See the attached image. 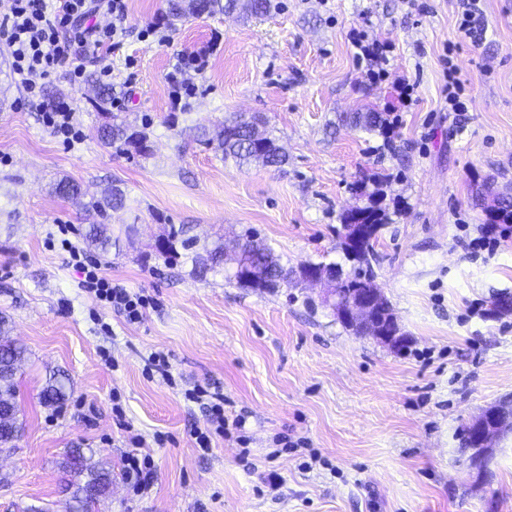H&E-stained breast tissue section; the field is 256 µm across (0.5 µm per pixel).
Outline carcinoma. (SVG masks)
Masks as SVG:
<instances>
[{
    "label": "carcinoma",
    "instance_id": "cac0c4a2",
    "mask_svg": "<svg viewBox=\"0 0 512 512\" xmlns=\"http://www.w3.org/2000/svg\"><path fill=\"white\" fill-rule=\"evenodd\" d=\"M270 8V0H170L168 20L179 21L187 16L202 13L242 11L250 15H262ZM89 86L94 91L92 101L103 111L108 122L96 129L95 137L107 148L122 151H134L146 156L149 154L148 135L146 127H134L124 121L109 122L112 118L109 107L112 106V88L96 85L95 75L87 76ZM385 122L381 113L366 110L356 112L351 123L366 130H373ZM259 125L255 117L247 118L235 114L224 122L208 129L199 128L200 141L222 153L224 158H231L239 164L258 163L266 167L280 168L287 164L288 156L275 139L263 134L258 141L252 140V132ZM53 192L88 212L102 218V221L89 225L84 233L88 246L102 252L112 247L110 225L104 220L110 217V211L123 206V192L117 187L105 189L99 197H86L80 184L72 179L64 178L53 186ZM369 214L367 220L379 227L388 223L385 209L381 206L377 193L368 194ZM373 238L361 246V263L346 274V279L340 288L344 295L361 293L373 286L376 271L373 261L376 260ZM197 241L186 237L184 226L170 227L161 244L156 246L159 253L166 256H177V247L191 250V261L197 274L203 275L224 263V244L216 243L212 247H203L202 251L195 250ZM240 259L249 267L250 277L239 279L237 283L247 288H259L263 291H273L286 281L293 269L281 263L273 250L266 244L248 236L239 245ZM9 318L0 313V449L15 447V441L21 436L23 422L20 420L21 409L16 401L15 376L21 365L27 359V349L7 338ZM40 398L43 404L59 406L65 399V382L63 377L51 376L42 387ZM64 469L73 473L74 478L65 486L70 493L69 509L76 512H92V508L112 485V473L101 465L92 462V457L86 456L80 449L66 453L63 461Z\"/></svg>",
    "mask_w": 512,
    "mask_h": 512
}]
</instances>
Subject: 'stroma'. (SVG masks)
Returning a JSON list of instances; mask_svg holds the SVG:
<instances>
[{"label": "stroma", "instance_id": "1", "mask_svg": "<svg viewBox=\"0 0 512 512\" xmlns=\"http://www.w3.org/2000/svg\"><path fill=\"white\" fill-rule=\"evenodd\" d=\"M261 17L202 14L167 23L168 0H127L112 55L118 119L149 124L142 158L103 149L104 117L87 85L57 78L45 97L72 101L80 142L43 126L0 44V312L29 359L16 376L24 433L0 452V512H68L66 451L92 449L112 471L93 512H512V432L494 447L490 485L474 487L464 423L512 397V237L469 252L489 218L480 189L512 194V0H482L486 32L459 29L458 0H271ZM383 55L363 57L361 43ZM210 48L204 71L178 81V52ZM456 68L465 109H449ZM373 107L384 128L340 125ZM257 116L288 155L284 170L236 166L197 141L199 126ZM68 177L91 194L116 184L110 222L122 241L102 269L152 306L130 324L81 288L57 227L75 243L93 217L52 194ZM381 181L389 220L375 244V283L408 340L401 351L346 330L321 287L268 293L194 276L190 258L155 248L169 225L199 243L268 244L283 264L345 263L341 217ZM136 225L124 240L125 225ZM164 355L168 375L152 358ZM70 380L61 406L40 391ZM224 396L212 448L194 431L210 413L195 389ZM141 444H134V437ZM150 455L154 484L134 492L129 454Z\"/></svg>", "mask_w": 512, "mask_h": 512}]
</instances>
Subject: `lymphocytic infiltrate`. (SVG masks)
Instances as JSON below:
<instances>
[{
  "label": "lymphocytic infiltrate",
  "mask_w": 512,
  "mask_h": 512,
  "mask_svg": "<svg viewBox=\"0 0 512 512\" xmlns=\"http://www.w3.org/2000/svg\"><path fill=\"white\" fill-rule=\"evenodd\" d=\"M108 16L100 24L99 16ZM126 0H11L0 16V43L12 60V69L30 98L40 97L44 85L58 75L71 84L85 78L88 63H95L102 81L112 78L111 55L125 32ZM44 126L54 136L73 143L81 137L75 112L66 101L41 105ZM94 300L108 304L126 321H140L147 308L144 296L132 293L93 267L82 283Z\"/></svg>",
  "instance_id": "obj_1"
}]
</instances>
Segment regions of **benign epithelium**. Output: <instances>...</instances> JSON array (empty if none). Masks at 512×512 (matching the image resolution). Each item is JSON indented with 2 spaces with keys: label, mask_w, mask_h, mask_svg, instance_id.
Here are the masks:
<instances>
[{
  "label": "benign epithelium",
  "mask_w": 512,
  "mask_h": 512,
  "mask_svg": "<svg viewBox=\"0 0 512 512\" xmlns=\"http://www.w3.org/2000/svg\"><path fill=\"white\" fill-rule=\"evenodd\" d=\"M379 231L375 224H348L342 248L349 255L356 254L358 242L373 238ZM341 269H326L308 264L298 270L301 281L324 286V302L329 305L336 318L352 328L366 333L378 342L394 347L399 344L398 336L391 321L380 317L384 302L380 289L371 288L365 294L343 296L341 293ZM467 433L475 436L477 445L469 449L468 468L474 483L485 484L484 473L490 468L494 457L493 440L505 432L512 431V405H494L483 409L466 424Z\"/></svg>",
  "instance_id": "7a95c632"
}]
</instances>
